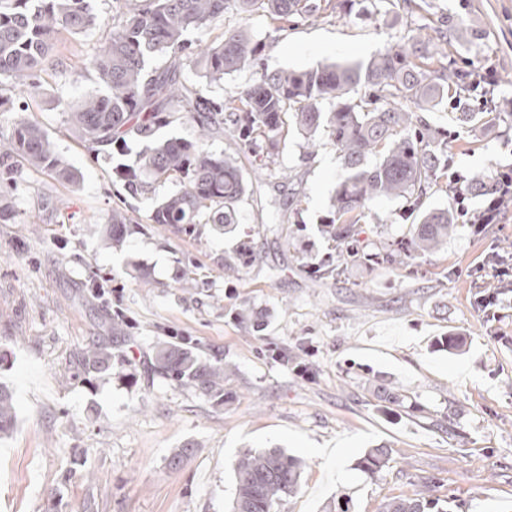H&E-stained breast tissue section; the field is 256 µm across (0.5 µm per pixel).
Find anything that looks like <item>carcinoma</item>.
I'll return each mask as SVG.
<instances>
[{
	"label": "carcinoma",
	"mask_w": 512,
	"mask_h": 512,
	"mask_svg": "<svg viewBox=\"0 0 512 512\" xmlns=\"http://www.w3.org/2000/svg\"><path fill=\"white\" fill-rule=\"evenodd\" d=\"M346 0H124L127 9L112 16L105 42L91 60L105 93L88 94L68 109L71 129L93 147L126 153L123 135L151 136L155 125L180 112L198 126L193 141L168 140L112 168V181L138 194L155 184L176 183L151 215L155 224L237 223V205L248 184L237 161L209 147V132L220 130L247 151L265 149L275 155L288 123L303 135L307 147L322 136L336 146L344 175L330 200V220L324 232L339 244V256L361 254L357 224L369 205L381 199H404L419 213L407 246L384 254L366 253L379 263L402 264L407 258L439 251L455 230L452 209H420L433 186L448 181V134L427 125L425 112L447 99L468 123L497 124V112L477 97L476 83L448 61L446 46L463 43L469 29L448 22L441 30L428 23L417 27L411 46L399 42L367 62H334L315 70L262 72L258 44L247 28L224 32V40L197 50L183 36L228 12H263L280 31L297 18L315 19L342 12ZM97 24L87 0H0V87L5 83L29 90L39 87V73L61 32L76 34ZM169 57L161 72L146 70V59ZM185 68L211 82L243 70H256L260 79L238 95L210 100L180 83ZM364 86L369 92L356 96ZM411 103L410 110L405 103ZM329 110H324V104ZM10 152L30 167L72 181L74 173L56 153L45 130L23 118L15 123ZM379 157L373 165L367 157ZM469 190L483 196L494 191L491 172L468 180ZM131 219L112 210L101 232L120 242ZM157 368L193 384L210 396L224 392L226 369L198 363L192 355L169 345L158 352ZM16 411L8 387L0 385V432L14 422ZM389 463L387 449L373 448L360 467L380 473ZM303 462L280 448L245 449L233 464L235 497L231 512H271L274 503L295 493ZM380 512H448L422 483L411 497L387 500Z\"/></svg>",
	"instance_id": "cac0c4a2"
}]
</instances>
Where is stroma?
<instances>
[{"instance_id":"obj_1","label":"stroma","mask_w":512,"mask_h":512,"mask_svg":"<svg viewBox=\"0 0 512 512\" xmlns=\"http://www.w3.org/2000/svg\"><path fill=\"white\" fill-rule=\"evenodd\" d=\"M430 2L434 23L473 30L450 55L500 118L474 127L445 101L425 113L448 135L452 181L424 206L476 211L469 178L512 163V0ZM90 6L100 25L59 34L39 95L0 90V138L27 105L77 174L61 181L14 157L0 186V382L16 406L0 433V512H229L237 456L275 447L304 467L272 512H336L341 498L350 512H379L425 481L448 512H512V205L484 234L457 225L440 251L406 265L350 261L318 278L315 264L337 255L323 227L343 169L328 141L310 151L292 132L274 158L292 180H250L234 231L151 223L173 184L130 196L112 182L111 150L90 151L67 122L68 103L101 90L90 60L118 9ZM242 25L273 73L368 60L417 20L401 0H348L342 16L278 32L264 14L228 13L186 40L216 44ZM256 78L180 75L214 100ZM115 208L132 219L117 245L98 230ZM415 222L405 201L374 202L361 245L401 247ZM488 292L499 303L485 310L475 298ZM93 342L108 355L98 370L81 358ZM164 343L226 367L223 398L156 371ZM379 447L390 464L371 476L359 462ZM179 448L190 454L170 468Z\"/></svg>"}]
</instances>
